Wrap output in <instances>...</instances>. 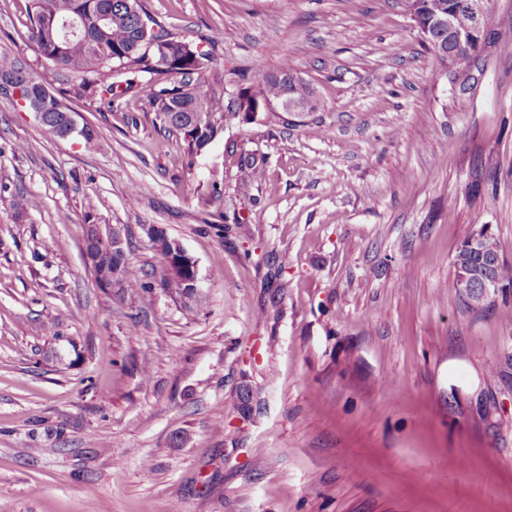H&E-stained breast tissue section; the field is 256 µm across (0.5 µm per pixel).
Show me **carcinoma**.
<instances>
[{"label":"carcinoma","mask_w":512,"mask_h":512,"mask_svg":"<svg viewBox=\"0 0 512 512\" xmlns=\"http://www.w3.org/2000/svg\"><path fill=\"white\" fill-rule=\"evenodd\" d=\"M31 40L39 54L54 66L62 68L81 78L78 95L100 97V103L112 107L115 94L113 85L104 84L100 74L104 68L118 65L128 73L145 76V86L149 87V101L158 112L164 127L181 134L191 156L204 152L215 138L216 130L224 124L238 119V112L224 107V78L215 79L207 90L193 83V75L204 68V54L194 60L193 43L173 36L161 29L158 37L172 43L171 64L160 69L147 58V50L136 48L140 39L141 19L148 18L143 0H134L136 9H129L127 0H30ZM454 0H419L424 16L448 10ZM77 17L79 30L70 35L62 30L60 23ZM26 73L34 78L32 90H42L49 94L48 118L40 124L44 137L60 138L63 114L72 107L63 98L50 92L34 73L27 62L19 56H0V80L10 79ZM289 95L297 100L314 97L312 87L298 76L288 65L277 72L263 75L262 86L253 93L266 99ZM186 112H196L209 121L202 134L188 131L181 124L179 116ZM84 253L95 254L101 267L112 266V254L101 250L95 225H87L84 239ZM468 264L475 271H488L500 287L512 285V264L500 256L496 241L491 235L484 237V246L479 251H469L460 246L453 258L454 268ZM178 278L169 281V259L161 253L156 271L146 281L130 280L126 277L115 282L123 291L148 292L156 285L170 282V286L185 299V308L193 310L198 300L192 296L184 283L190 281L191 271L182 268Z\"/></svg>","instance_id":"1"}]
</instances>
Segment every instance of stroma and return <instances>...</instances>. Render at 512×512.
Wrapping results in <instances>:
<instances>
[{
  "label": "stroma",
  "mask_w": 512,
  "mask_h": 512,
  "mask_svg": "<svg viewBox=\"0 0 512 512\" xmlns=\"http://www.w3.org/2000/svg\"><path fill=\"white\" fill-rule=\"evenodd\" d=\"M29 5L0 0V55L100 138L0 97V512H512V287L467 310L452 264L483 228L512 263V34L458 85L405 0H145L225 101L286 61L319 100L192 157L145 88L78 96ZM89 224L138 279L162 227L194 313L99 287ZM27 73L33 80L32 90H42L49 95V101L47 104L48 118L40 124L42 134L45 138H63L61 134V128L63 130L64 137L77 134L79 136L86 135L83 139L88 145H94L97 139V131L91 125H87V131L82 125L81 127L77 123L72 107L64 101L62 97H59L52 93L32 72L27 62L19 56H0V82L1 80L10 79L18 74ZM64 112H72L66 115L61 127V122ZM166 242L172 246L171 257L172 259H174V263H178L185 267H189L181 268L179 271H177L178 278H176L174 281H169L171 286L170 289H174L185 300H187L185 301L184 306L189 311H192L194 309V305H197L198 300L192 296L191 290L189 288H186V285L182 286V284H185L186 282L190 281L192 272V288H195V290L200 295V280L198 278V272L196 269L195 262L182 250L179 244L171 242L168 239H166Z\"/></svg>",
  "instance_id": "obj_1"
}]
</instances>
